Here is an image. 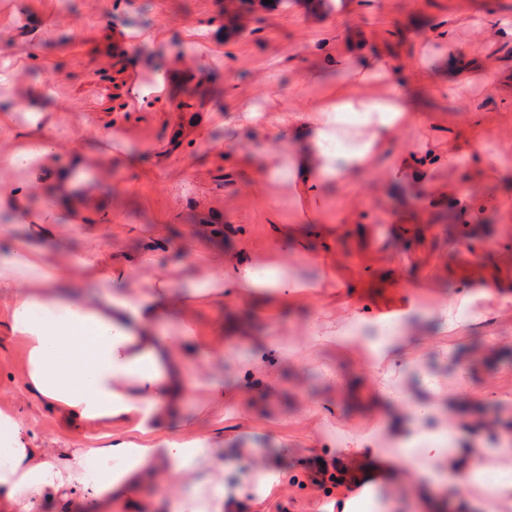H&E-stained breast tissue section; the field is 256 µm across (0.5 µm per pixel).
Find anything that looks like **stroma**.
<instances>
[{
    "instance_id": "obj_1",
    "label": "stroma",
    "mask_w": 512,
    "mask_h": 512,
    "mask_svg": "<svg viewBox=\"0 0 512 512\" xmlns=\"http://www.w3.org/2000/svg\"><path fill=\"white\" fill-rule=\"evenodd\" d=\"M358 42L401 64L398 80L432 118L393 137L387 160L423 143L445 149L456 133L466 146L457 167L429 164L431 180L453 193L429 198L432 223L420 224L419 188L395 185L379 168L325 187L316 222L301 238L280 236L297 210L284 186L258 183L256 169L288 130L230 116L245 104L277 112L317 102L343 79L339 64ZM424 52L433 62L420 76L411 64ZM456 63L468 70L469 94L435 92L443 67ZM0 72V155L32 131L52 146L29 209L41 210L61 171L89 178L92 195L107 201L80 226L59 213L74 247L101 238L107 259L146 256L182 285L207 274L201 251L218 245L248 266L287 261L289 279L306 282L198 314L203 324L248 319L246 350L273 372V385L256 386L225 363L224 381L239 394L223 420L187 409L192 435L223 447L224 481L242 489L241 512H375L379 500L392 501L391 512H420L402 481V444L414 431L390 392L436 405L415 431L423 439L468 451L470 489L449 486L448 512H475L470 498L497 487L500 512H512V460L489 454L512 439V163L498 161L512 156V0H284L243 30L226 22L224 0H0ZM189 87L207 90L205 106L174 111ZM329 273L335 287L314 288ZM391 300L409 313L383 379L368 346L377 306ZM441 306L455 326L430 317ZM354 316L369 325L353 342L311 340L312 324ZM24 365L23 344L0 326V411L27 423L28 447L70 441L59 418L23 393ZM329 368L354 379L357 394L329 381ZM261 458L280 472L283 491L258 496ZM316 459L369 478L365 495L313 483L307 464Z\"/></svg>"
}]
</instances>
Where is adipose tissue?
Segmentation results:
<instances>
[{"instance_id": "adipose-tissue-1", "label": "adipose tissue", "mask_w": 512, "mask_h": 512, "mask_svg": "<svg viewBox=\"0 0 512 512\" xmlns=\"http://www.w3.org/2000/svg\"><path fill=\"white\" fill-rule=\"evenodd\" d=\"M347 79L316 106L275 114L290 133L260 171L288 185L297 207L315 203L328 183L348 184L377 168L389 139L417 117L416 99L385 61L346 58ZM370 83L386 85L366 96ZM0 211L26 225L0 252V309L11 335L26 347L21 380L27 393L55 411L78 436L71 445L28 448L24 423L0 413V512H33L36 505L77 503L80 512H153L138 495L164 483L172 512H237V493L224 483L221 448L206 440L167 437L184 404L202 393L200 411H223L228 391L215 367L223 360L263 380L267 361L225 347L224 327H199L197 305L245 292L276 294L287 285L282 267L255 275L216 248L208 276L178 289L154 273L131 287L146 261L127 255L102 263L104 241L73 249L67 234L33 217L21 189L0 187ZM99 463L84 472L87 459ZM420 476L463 473L456 448H419L409 457Z\"/></svg>"}]
</instances>
